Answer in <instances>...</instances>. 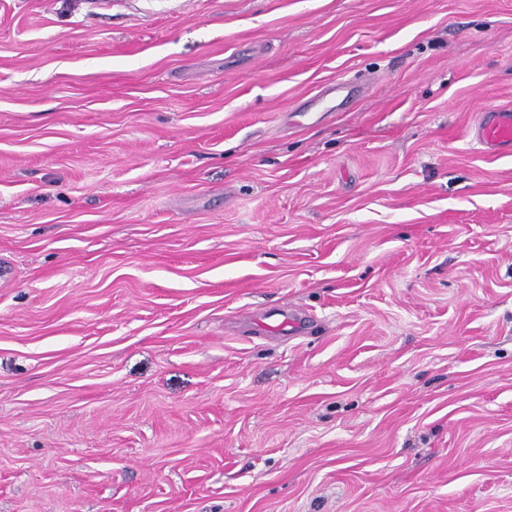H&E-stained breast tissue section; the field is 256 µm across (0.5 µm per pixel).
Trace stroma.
<instances>
[{
	"label": "stroma",
	"mask_w": 512,
	"mask_h": 512,
	"mask_svg": "<svg viewBox=\"0 0 512 512\" xmlns=\"http://www.w3.org/2000/svg\"><path fill=\"white\" fill-rule=\"evenodd\" d=\"M489 107L512 0H0V512H512Z\"/></svg>",
	"instance_id": "35a3bbf8"
}]
</instances>
